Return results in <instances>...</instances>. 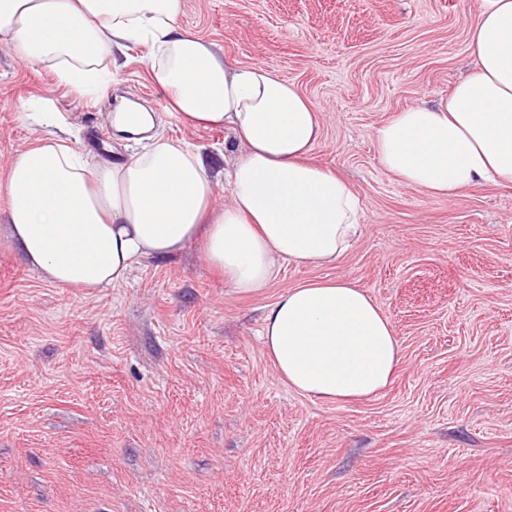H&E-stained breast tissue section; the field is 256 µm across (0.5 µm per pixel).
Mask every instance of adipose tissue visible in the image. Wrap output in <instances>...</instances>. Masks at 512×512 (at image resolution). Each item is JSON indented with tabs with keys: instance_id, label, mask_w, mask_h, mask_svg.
Returning a JSON list of instances; mask_svg holds the SVG:
<instances>
[{
	"instance_id": "obj_1",
	"label": "adipose tissue",
	"mask_w": 512,
	"mask_h": 512,
	"mask_svg": "<svg viewBox=\"0 0 512 512\" xmlns=\"http://www.w3.org/2000/svg\"><path fill=\"white\" fill-rule=\"evenodd\" d=\"M183 0H0V41L27 64L50 67L60 87L84 93L109 82L117 56L151 47L150 80L195 127H221L241 150L223 173L201 154L156 134L139 105L113 128L138 151L89 165L68 138L17 152L0 176L8 199L0 241L48 283L125 284L135 265L189 245L234 292L256 295L282 263L336 262L357 237L359 205L339 173L310 161L321 122L294 84L261 66H238L179 23ZM474 69L448 98L398 112L376 134L384 171L431 196L512 185V0H485L470 31ZM231 201L216 207L217 185ZM261 336L280 381L333 402L384 391L402 362L395 330L354 282L309 281L267 306Z\"/></svg>"
}]
</instances>
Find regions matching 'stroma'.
Masks as SVG:
<instances>
[{
	"label": "stroma",
	"instance_id": "35a3bbf8",
	"mask_svg": "<svg viewBox=\"0 0 512 512\" xmlns=\"http://www.w3.org/2000/svg\"><path fill=\"white\" fill-rule=\"evenodd\" d=\"M484 0H183L181 25L231 63L294 82L320 114L312 153L351 183L362 231L335 263L284 265L242 297L198 246L108 289L44 281L0 246V512H512V186L448 201L382 169L375 133L447 97L473 69ZM131 47L107 90L60 88L0 43V171L51 132L91 162L107 95L231 164L220 128L184 126ZM347 278L393 323L403 362L378 396L288 389L265 354V308L309 280Z\"/></svg>",
	"mask_w": 512,
	"mask_h": 512
}]
</instances>
